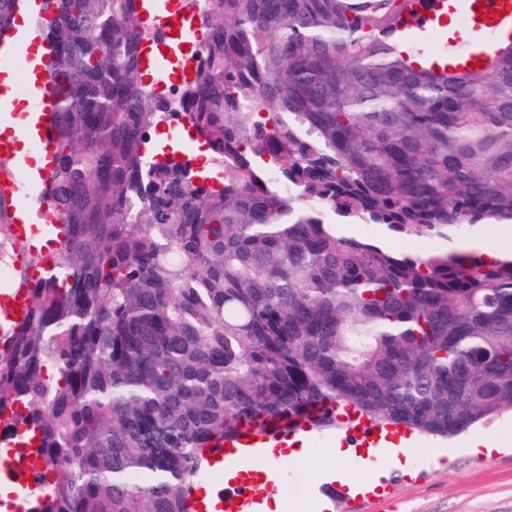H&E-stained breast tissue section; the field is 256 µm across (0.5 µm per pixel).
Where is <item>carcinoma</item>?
<instances>
[{"label": "carcinoma", "mask_w": 512, "mask_h": 512, "mask_svg": "<svg viewBox=\"0 0 512 512\" xmlns=\"http://www.w3.org/2000/svg\"><path fill=\"white\" fill-rule=\"evenodd\" d=\"M49 2L66 235L28 254L0 336V448L41 459L26 512H188L203 449L247 429L450 438L512 413V259L453 246L512 224V44L439 70L395 45L400 0H209L174 112L140 0ZM176 127L209 168L159 145ZM345 231L368 242L382 243L400 252H429L442 246V241L432 236L401 238L388 234L379 224H350Z\"/></svg>", "instance_id": "cac0c4a2"}]
</instances>
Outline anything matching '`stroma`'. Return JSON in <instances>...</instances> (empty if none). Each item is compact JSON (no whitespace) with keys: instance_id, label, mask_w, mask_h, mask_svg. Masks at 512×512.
Instances as JSON below:
<instances>
[{"instance_id":"35a3bbf8","label":"stroma","mask_w":512,"mask_h":512,"mask_svg":"<svg viewBox=\"0 0 512 512\" xmlns=\"http://www.w3.org/2000/svg\"><path fill=\"white\" fill-rule=\"evenodd\" d=\"M346 231L400 252H429L441 245L427 235L401 238L378 224H353ZM340 437L337 431L308 433L315 457L281 464L287 477L279 487L283 512H512L511 414L478 423L450 440L413 435L405 453L390 454L370 467L336 455ZM474 438L499 441L500 449L489 456L472 451ZM336 470L355 482L375 484V491L328 497L327 475Z\"/></svg>"}]
</instances>
